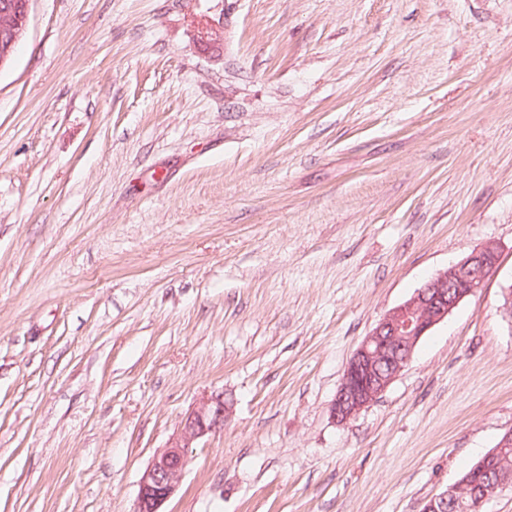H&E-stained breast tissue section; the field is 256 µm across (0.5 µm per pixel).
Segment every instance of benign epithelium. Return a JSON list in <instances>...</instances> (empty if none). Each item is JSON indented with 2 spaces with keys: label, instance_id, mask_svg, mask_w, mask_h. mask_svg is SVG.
<instances>
[{
  "label": "benign epithelium",
  "instance_id": "1",
  "mask_svg": "<svg viewBox=\"0 0 512 512\" xmlns=\"http://www.w3.org/2000/svg\"><path fill=\"white\" fill-rule=\"evenodd\" d=\"M31 0H5L0 4V70L10 64L15 46L24 38ZM498 248L488 244L460 262L437 273L402 304L386 313L350 357L341 384L330 406V416L346 423L377 400L411 361L423 336L494 274ZM232 403L224 393L204 397L183 418L143 472L136 512H160V507L180 486L188 465V448L208 434L224 429ZM512 446V429L496 448L485 454L467 476L430 498L421 512H481L490 492L512 488L500 481L491 489L482 479L497 467L501 449Z\"/></svg>",
  "mask_w": 512,
  "mask_h": 512
}]
</instances>
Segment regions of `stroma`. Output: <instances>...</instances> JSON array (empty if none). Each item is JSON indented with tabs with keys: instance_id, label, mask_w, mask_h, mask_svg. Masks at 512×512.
Instances as JSON below:
<instances>
[{
	"instance_id": "obj_1",
	"label": "stroma",
	"mask_w": 512,
	"mask_h": 512,
	"mask_svg": "<svg viewBox=\"0 0 512 512\" xmlns=\"http://www.w3.org/2000/svg\"><path fill=\"white\" fill-rule=\"evenodd\" d=\"M212 25L206 41L201 28ZM500 264L383 395L389 310ZM512 0H31L0 69V512H421L512 428ZM499 262L492 244L437 273L402 304L386 313L350 357L330 406L347 423L377 400L411 361L423 336L494 274ZM232 403L224 393H212L193 407L143 472L139 481L136 512H162L160 507L180 486L188 465V448L208 434L224 429Z\"/></svg>"
}]
</instances>
